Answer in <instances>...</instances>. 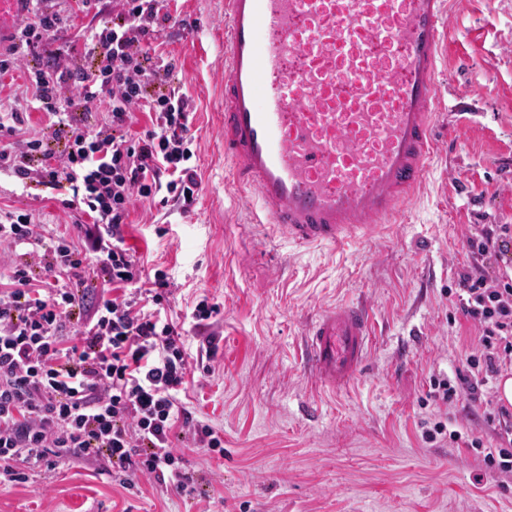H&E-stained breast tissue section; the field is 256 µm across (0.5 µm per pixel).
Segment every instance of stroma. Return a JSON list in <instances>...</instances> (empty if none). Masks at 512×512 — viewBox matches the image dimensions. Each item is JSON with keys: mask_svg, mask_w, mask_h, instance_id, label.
Here are the masks:
<instances>
[{"mask_svg": "<svg viewBox=\"0 0 512 512\" xmlns=\"http://www.w3.org/2000/svg\"><path fill=\"white\" fill-rule=\"evenodd\" d=\"M168 3L153 45L188 98L202 190L184 214L136 204L127 244L146 271L168 273L174 321L189 324L203 298L219 309L212 325L190 327L189 353L211 342L216 355L211 373L192 365L182 400L224 452L185 450L201 496L145 478L126 488L100 465L66 461L0 486V512H512V473L470 446L494 444L482 408L466 390L448 403L434 390L470 375L477 328L454 292L467 240L512 224V0H454L448 42L466 64L447 69L438 92L471 95L482 130L459 129L402 223L306 250L269 239L254 193L227 180L224 0ZM68 197L37 187L24 196L0 176V208L31 210L48 238L80 235ZM346 299L369 303L374 336L349 387L331 396L304 367V331ZM437 424L443 433L426 438Z\"/></svg>", "mask_w": 512, "mask_h": 512, "instance_id": "35a3bbf8", "label": "stroma"}]
</instances>
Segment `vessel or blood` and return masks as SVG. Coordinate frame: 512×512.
Segmentation results:
<instances>
[{"label":"vessel or blood","instance_id":"b4317fda","mask_svg":"<svg viewBox=\"0 0 512 512\" xmlns=\"http://www.w3.org/2000/svg\"><path fill=\"white\" fill-rule=\"evenodd\" d=\"M451 0H224V157L270 238L366 241L400 223L439 149ZM368 306L341 302L306 333L317 388L365 362Z\"/></svg>","mask_w":512,"mask_h":512}]
</instances>
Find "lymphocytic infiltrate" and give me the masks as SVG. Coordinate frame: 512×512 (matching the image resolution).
Returning a JSON list of instances; mask_svg holds the SVG:
<instances>
[{
	"mask_svg": "<svg viewBox=\"0 0 512 512\" xmlns=\"http://www.w3.org/2000/svg\"><path fill=\"white\" fill-rule=\"evenodd\" d=\"M22 25L0 57V89L22 57L32 110L45 117L38 137H20L27 115L0 118V174L23 188L70 190L85 244L39 234L31 211L0 213V247L12 255L0 281V485L65 460L102 463L123 486L140 478L190 495L196 490L178 441L223 453L224 440L193 417L179 394L190 371L185 329L168 318L171 282L147 274L126 243L135 202L188 212L201 191L192 159L185 93L174 66L155 61V24L167 0H116L109 21L67 34L49 0H28ZM109 123L90 128V101ZM152 127L133 136L135 113ZM512 252V225L491 224L469 238L457 274L462 313L478 326L464 385L496 424L488 467L512 473V407L482 394L489 377L512 371V278L490 274ZM111 293L79 294L88 272Z\"/></svg>",
	"mask_w": 512,
	"mask_h": 512,
	"instance_id": "obj_1",
	"label": "lymphocytic infiltrate"
}]
</instances>
